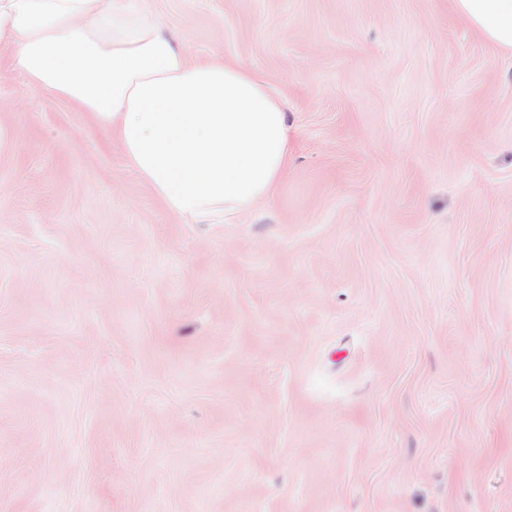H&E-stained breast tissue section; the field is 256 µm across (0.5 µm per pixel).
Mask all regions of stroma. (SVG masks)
I'll use <instances>...</instances> for the list:
<instances>
[{
	"mask_svg": "<svg viewBox=\"0 0 512 512\" xmlns=\"http://www.w3.org/2000/svg\"><path fill=\"white\" fill-rule=\"evenodd\" d=\"M288 104L167 212L0 49V512H512V51L448 0H146Z\"/></svg>",
	"mask_w": 512,
	"mask_h": 512,
	"instance_id": "1",
	"label": "stroma"
}]
</instances>
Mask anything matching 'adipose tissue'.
<instances>
[{
  "instance_id": "ef3b65f1",
  "label": "adipose tissue",
  "mask_w": 512,
  "mask_h": 512,
  "mask_svg": "<svg viewBox=\"0 0 512 512\" xmlns=\"http://www.w3.org/2000/svg\"><path fill=\"white\" fill-rule=\"evenodd\" d=\"M481 40L512 50V0H449ZM36 88L88 112L169 213L230 223L288 168L283 99L245 63L191 62L143 0H0V46Z\"/></svg>"
}]
</instances>
